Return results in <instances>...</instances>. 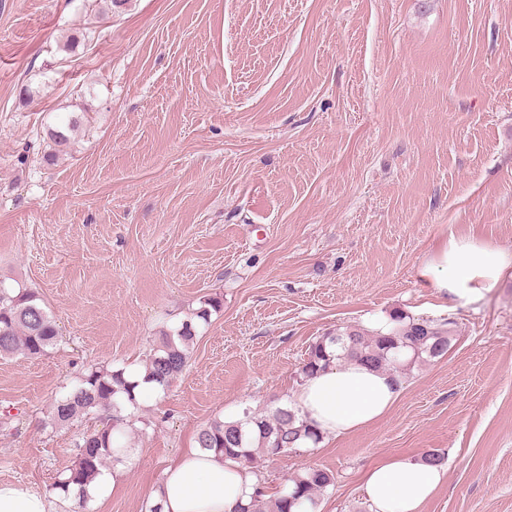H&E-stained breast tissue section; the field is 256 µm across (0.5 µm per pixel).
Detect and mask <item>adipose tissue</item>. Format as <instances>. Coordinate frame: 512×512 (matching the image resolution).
Listing matches in <instances>:
<instances>
[{
    "mask_svg": "<svg viewBox=\"0 0 512 512\" xmlns=\"http://www.w3.org/2000/svg\"><path fill=\"white\" fill-rule=\"evenodd\" d=\"M509 272L512 252L474 236L453 237L417 267L415 278L445 300L470 303L498 288ZM400 391L387 373L335 362L302 384L297 405L323 437H335L385 416ZM441 478L439 468L423 461L392 460L367 471L364 489L374 512H419ZM255 485L247 468L192 449L167 466L151 495L162 512H234Z\"/></svg>",
    "mask_w": 512,
    "mask_h": 512,
    "instance_id": "obj_1",
    "label": "adipose tissue"
}]
</instances>
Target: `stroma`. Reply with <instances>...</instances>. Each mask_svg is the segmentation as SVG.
<instances>
[{"label":"stroma","instance_id":"stroma-1","mask_svg":"<svg viewBox=\"0 0 512 512\" xmlns=\"http://www.w3.org/2000/svg\"><path fill=\"white\" fill-rule=\"evenodd\" d=\"M73 51L60 48L67 37ZM84 110L47 165L46 126ZM512 251V0H0V280L60 332L0 357V482L60 497L92 418L48 419L93 364L143 365L202 297L183 376L127 408L128 457L85 512H148L208 422L294 404L309 344L401 310L456 321L389 413L258 461L332 470L318 512H372L363 479L445 455L421 512H512V275L449 304L416 284L442 242Z\"/></svg>","mask_w":512,"mask_h":512}]
</instances>
